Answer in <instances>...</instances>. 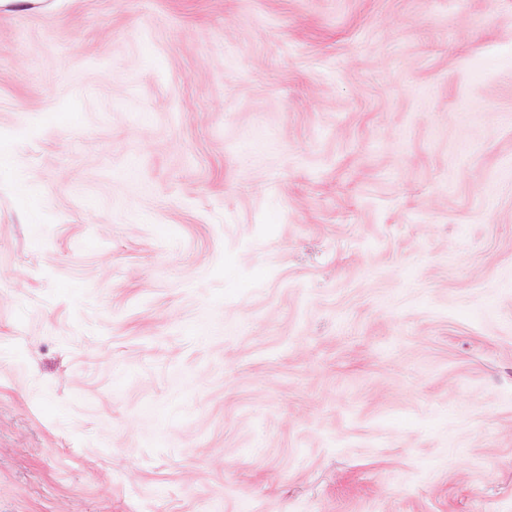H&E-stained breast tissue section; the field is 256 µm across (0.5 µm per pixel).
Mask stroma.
Wrapping results in <instances>:
<instances>
[{
    "label": "stroma",
    "mask_w": 512,
    "mask_h": 512,
    "mask_svg": "<svg viewBox=\"0 0 512 512\" xmlns=\"http://www.w3.org/2000/svg\"><path fill=\"white\" fill-rule=\"evenodd\" d=\"M0 512H512V0L0 6Z\"/></svg>",
    "instance_id": "35a3bbf8"
}]
</instances>
